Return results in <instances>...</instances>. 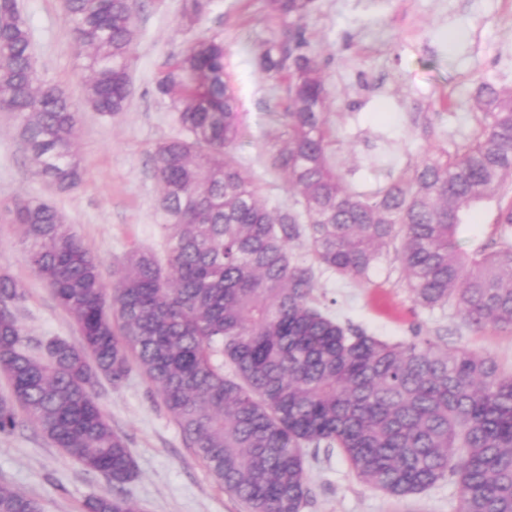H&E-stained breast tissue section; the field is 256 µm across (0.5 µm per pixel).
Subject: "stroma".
I'll list each match as a JSON object with an SVG mask.
<instances>
[{
    "label": "stroma",
    "instance_id": "1",
    "mask_svg": "<svg viewBox=\"0 0 512 512\" xmlns=\"http://www.w3.org/2000/svg\"><path fill=\"white\" fill-rule=\"evenodd\" d=\"M28 21L39 74L73 99H81L82 61L63 0H19ZM137 39L130 64L131 106L105 117L79 109L74 150L84 165L81 183L55 190L29 158L22 128L0 112V203L39 198L54 206L100 258L104 277L131 249L161 251L165 216L152 173L151 153L178 136L177 114L155 89L161 64L193 38L220 33L225 61L239 99L241 134L231 150L254 174L269 209L293 200L286 179L270 166L281 132L274 113L284 111V86L257 65L260 44L271 38L264 0H213L194 31L181 20V0H135ZM304 25L330 92L328 120L335 159L347 183L371 192L407 173L426 148L456 151L478 128L471 99L491 77L512 84V0H315ZM496 204H483L460 226L457 243L472 254L506 240ZM28 291L21 322L29 338L58 336L78 342L70 317L30 270L15 225L0 222V271ZM315 295L343 325L393 344L430 340L448 350L494 359L512 373V331L470 329L453 308L416 305L395 252L367 279L356 281L320 270ZM98 401L114 428L129 439L137 466L126 490L143 512H244L188 448L160 404L156 384L131 374L120 388L98 386ZM310 497L303 512H453L457 475L396 501L360 483L335 448H319L307 460ZM43 500L47 512H81L84 501L109 489L33 428L0 435V484Z\"/></svg>",
    "mask_w": 512,
    "mask_h": 512
}]
</instances>
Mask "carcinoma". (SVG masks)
<instances>
[{
  "label": "carcinoma",
  "mask_w": 512,
  "mask_h": 512,
  "mask_svg": "<svg viewBox=\"0 0 512 512\" xmlns=\"http://www.w3.org/2000/svg\"><path fill=\"white\" fill-rule=\"evenodd\" d=\"M212 0H183L194 29ZM279 35L260 69L287 87L272 165L295 196L274 212L252 172L230 156L237 97L224 40L196 38L159 68L155 88L187 133L152 152L165 259L134 249L103 278L101 262L62 214L35 198L4 207L27 262L73 320L79 344L31 341L20 321L27 289L0 272V435L30 423L111 492L84 512H142L124 492L136 474L127 438L96 387L134 371L224 491L246 512H301L306 447L337 448L362 484L394 499L452 470L457 512H512V374L491 358L428 341L389 344L337 322L316 303L315 270L362 280L397 243L413 300L451 306L474 330H512V243L473 256L456 235L473 206L501 200L512 178V85L481 82L472 139L428 149L411 176L374 192L351 188L333 160L328 90L302 21L315 0H265ZM86 72L83 100L104 116L130 106L137 37L131 0H63ZM0 108L18 119L37 173L60 191L82 179L72 151L78 108L39 76L17 0H0ZM306 243L311 261L292 250ZM0 512H45L42 500L0 484Z\"/></svg>",
  "instance_id": "carcinoma-1"
}]
</instances>
